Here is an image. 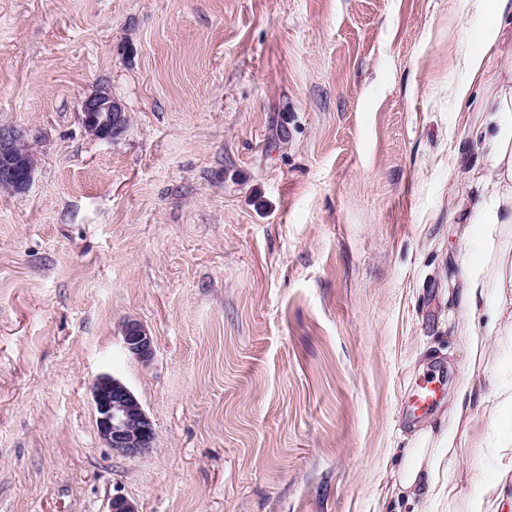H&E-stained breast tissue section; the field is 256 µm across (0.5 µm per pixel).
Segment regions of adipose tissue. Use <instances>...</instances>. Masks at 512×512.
<instances>
[{"mask_svg": "<svg viewBox=\"0 0 512 512\" xmlns=\"http://www.w3.org/2000/svg\"><path fill=\"white\" fill-rule=\"evenodd\" d=\"M463 11H480L485 19V37L461 44L457 65L477 73L488 49L486 37L495 33L505 17L512 16V0H461ZM482 111L488 121L474 146L488 167L480 180L478 197L462 193L456 198L457 211L466 213L463 236L470 244L469 255L460 265L459 302L468 319L462 322L463 335L471 343L467 363L477 366L484 343L473 338L469 320L478 311H486L485 336L498 333V319L505 307H512V252L495 254V237L512 230V67L505 68L496 90L484 97ZM453 409L441 428L420 429L411 439L398 469V485L407 501L424 496L430 501L443 500V512H501L505 491L493 489L489 495L470 497L456 489L439 485V472L445 459H456L465 438H472L478 450L502 459L501 478L512 475V430L489 435L476 424L473 412L492 405L496 414L512 411V382L496 386L492 394L476 391L470 379L459 382L453 394Z\"/></svg>", "mask_w": 512, "mask_h": 512, "instance_id": "1", "label": "adipose tissue"}]
</instances>
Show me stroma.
Segmentation results:
<instances>
[{
	"label": "stroma",
	"mask_w": 512,
	"mask_h": 512,
	"mask_svg": "<svg viewBox=\"0 0 512 512\" xmlns=\"http://www.w3.org/2000/svg\"><path fill=\"white\" fill-rule=\"evenodd\" d=\"M458 0H0V123L38 164L0 191V512H431L394 489L448 410L413 383L512 380V335L472 372L452 201L485 161L479 105L512 65L505 20L468 96ZM122 103V135L82 103ZM139 321L142 361L123 348ZM155 429L113 455L93 386ZM499 464L464 445L457 486ZM82 111L85 131L97 140L112 142L125 129L127 118L122 105L108 92L87 97ZM123 343L125 350L138 359L147 360L153 354V339L136 320H128L123 326ZM444 384L435 374L424 376L415 382L414 392L409 401V411L413 416L427 414L436 404Z\"/></svg>",
	"instance_id": "stroma-1"
}]
</instances>
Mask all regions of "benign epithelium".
Returning a JSON list of instances; mask_svg holds the SVG:
<instances>
[{
  "mask_svg": "<svg viewBox=\"0 0 512 512\" xmlns=\"http://www.w3.org/2000/svg\"><path fill=\"white\" fill-rule=\"evenodd\" d=\"M82 122L90 136L110 143L124 131L127 118L122 105L111 94L100 91L84 100ZM36 167L37 158L25 134L14 126L0 124V189L26 192ZM123 343L125 350L138 359L146 360L153 354V339L136 320L123 326ZM94 403L97 430L114 454L135 456L154 447L153 424L121 380L101 376L96 382Z\"/></svg>",
  "mask_w": 512,
  "mask_h": 512,
  "instance_id": "7a95c632",
  "label": "benign epithelium"
}]
</instances>
